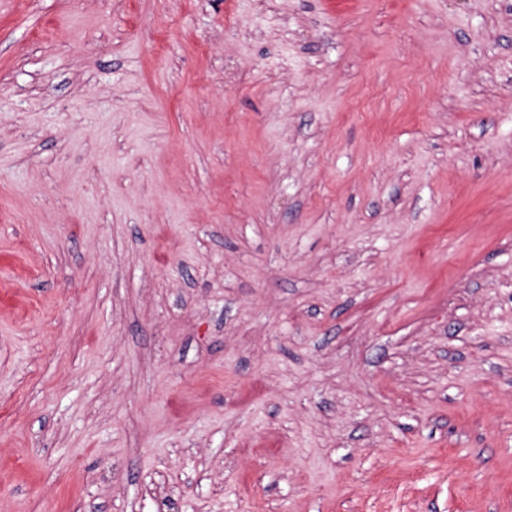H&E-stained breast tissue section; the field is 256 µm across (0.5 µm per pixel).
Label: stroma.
Listing matches in <instances>:
<instances>
[{"label":"stroma","mask_w":512,"mask_h":512,"mask_svg":"<svg viewBox=\"0 0 512 512\" xmlns=\"http://www.w3.org/2000/svg\"><path fill=\"white\" fill-rule=\"evenodd\" d=\"M0 512H512V0H0Z\"/></svg>","instance_id":"35a3bbf8"}]
</instances>
